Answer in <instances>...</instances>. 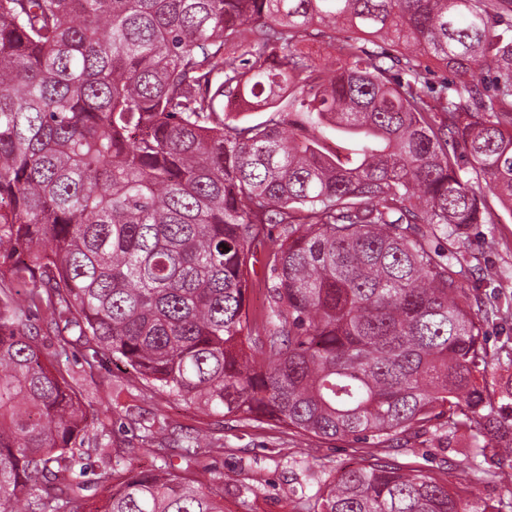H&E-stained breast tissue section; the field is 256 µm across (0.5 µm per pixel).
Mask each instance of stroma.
I'll use <instances>...</instances> for the list:
<instances>
[{"label":"stroma","instance_id":"1","mask_svg":"<svg viewBox=\"0 0 512 512\" xmlns=\"http://www.w3.org/2000/svg\"><path fill=\"white\" fill-rule=\"evenodd\" d=\"M493 221L472 225L464 247L478 267H494L500 277L494 282L477 284L475 278H465L475 296L494 313L485 316L482 327L490 347L500 349V361L494 368L498 381L512 382V212L505 210L497 199H490ZM123 401L139 407L144 417L165 414L183 432L199 433L213 441L214 449L207 462L225 479L234 481L239 490L224 498V512H297L298 497L289 495V487L307 484L303 460L305 450L301 440L274 422H258L235 415L204 413L184 402L135 385ZM112 439L125 463L146 470L156 463L152 447L141 440L142 429L131 425L123 415L109 413ZM316 462L324 466L327 475H337L343 468L362 464L364 451L348 440H318ZM466 440L451 447L440 448L431 441H417L414 448H384L381 456L400 462L417 461L425 470L440 474L448 483H467L476 471L467 455Z\"/></svg>","mask_w":512,"mask_h":512}]
</instances>
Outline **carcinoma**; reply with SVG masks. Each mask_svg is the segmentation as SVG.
Listing matches in <instances>:
<instances>
[{"label": "carcinoma", "mask_w": 512, "mask_h": 512, "mask_svg": "<svg viewBox=\"0 0 512 512\" xmlns=\"http://www.w3.org/2000/svg\"><path fill=\"white\" fill-rule=\"evenodd\" d=\"M489 194L512 210V0H0V512H78L93 427L100 512H224L214 444L163 417L160 464L114 469L60 365L77 346L90 373L368 449L306 466L302 512H503L371 452L467 438L486 485L512 463V384L460 279ZM258 261L254 265V271L251 272L250 282L252 288L249 290V306L250 312H253L260 318L261 312L266 306L265 281L268 277V269L265 267V253L262 249L257 255Z\"/></svg>", "instance_id": "cac0c4a2"}]
</instances>
